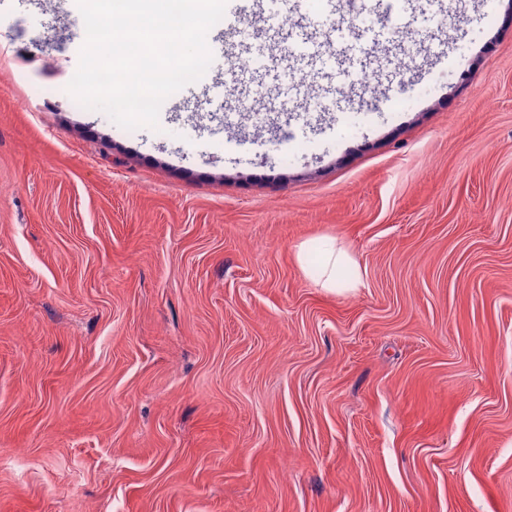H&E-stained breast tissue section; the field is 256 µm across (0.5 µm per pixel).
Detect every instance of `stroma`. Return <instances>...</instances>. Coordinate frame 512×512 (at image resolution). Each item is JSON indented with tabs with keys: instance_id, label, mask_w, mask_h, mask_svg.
I'll return each instance as SVG.
<instances>
[{
	"instance_id": "35a3bbf8",
	"label": "stroma",
	"mask_w": 512,
	"mask_h": 512,
	"mask_svg": "<svg viewBox=\"0 0 512 512\" xmlns=\"http://www.w3.org/2000/svg\"><path fill=\"white\" fill-rule=\"evenodd\" d=\"M279 15L348 64L127 130L75 0H0V512H512V0ZM347 267L354 269L350 278L343 276ZM317 282L329 291H353L362 285L357 264L347 251L336 249L333 240L321 245Z\"/></svg>"
}]
</instances>
